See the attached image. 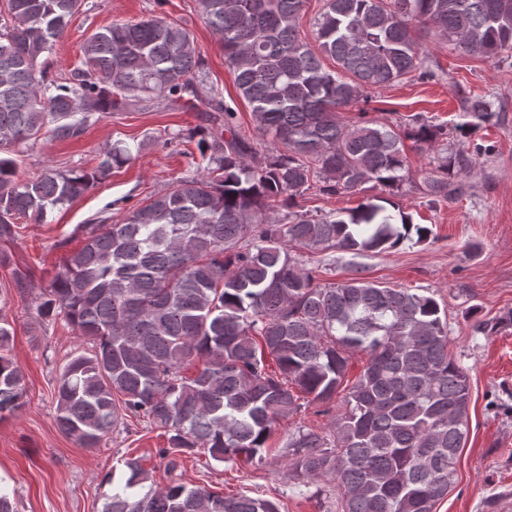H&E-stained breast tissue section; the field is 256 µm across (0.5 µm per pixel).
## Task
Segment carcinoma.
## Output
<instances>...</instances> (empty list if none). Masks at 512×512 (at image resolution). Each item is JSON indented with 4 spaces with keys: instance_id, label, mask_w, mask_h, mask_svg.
Instances as JSON below:
<instances>
[{
    "instance_id": "obj_1",
    "label": "carcinoma",
    "mask_w": 512,
    "mask_h": 512,
    "mask_svg": "<svg viewBox=\"0 0 512 512\" xmlns=\"http://www.w3.org/2000/svg\"><path fill=\"white\" fill-rule=\"evenodd\" d=\"M305 0H198L201 18L224 45L225 63L270 138L264 160L237 131L236 112L207 86L205 60L190 32L161 17L117 20L82 45V66L52 74L46 53L81 0H7L0 19V237L12 219L43 222L130 161L107 149L98 172L49 168L15 180L4 153L49 136L81 138L96 112L140 102L183 105L224 119V134L199 142L202 174L113 224H89L37 305L62 317L91 349L70 359L57 385L56 424L95 448L127 420L171 432L163 455L194 448L217 462L262 461L273 426L315 402L330 404L346 353L368 355L342 396L331 433L299 427L282 451L289 480L335 482L341 512H434L455 482L464 446L470 384L448 353V321L437 300L410 288L351 277L322 285L299 253H380L423 243L431 229L399 212L359 204L346 219L271 221L272 203L291 209L316 188L323 196L375 182L399 185L408 170L403 139L432 145L443 128L425 121L400 134L376 121L351 127L338 109L366 89L425 74L417 35L429 30L465 52L496 59L512 51V0H324L318 49L299 38ZM332 59L327 70L321 57ZM469 115L495 116L470 100ZM462 150L438 157L427 195L459 191L470 172ZM0 321V415L21 405L24 376L8 356ZM272 357L276 368L266 364ZM202 365L191 376L186 363ZM122 487L103 494L102 512H279L269 499L223 496L173 481L136 491L148 473L128 459Z\"/></svg>"
}]
</instances>
